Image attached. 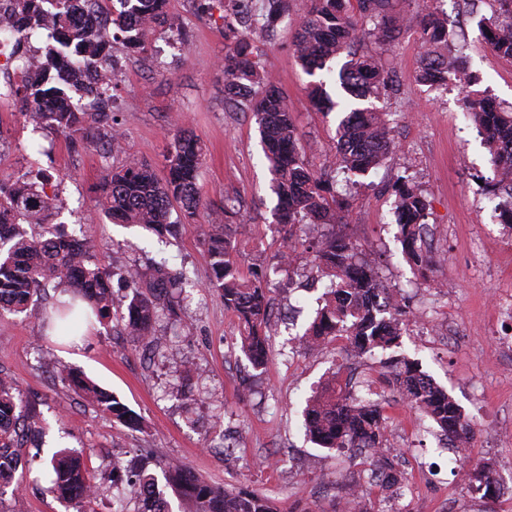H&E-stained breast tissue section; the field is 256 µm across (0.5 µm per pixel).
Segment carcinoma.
<instances>
[{"label": "carcinoma", "instance_id": "1", "mask_svg": "<svg viewBox=\"0 0 512 512\" xmlns=\"http://www.w3.org/2000/svg\"><path fill=\"white\" fill-rule=\"evenodd\" d=\"M17 43L35 34L46 36V46L25 71L16 89L21 115L34 128L49 127L76 145L105 137L115 143L119 136L112 117V84L81 86L78 76L99 66H110L112 52L122 47L142 52L146 36L158 27L172 26L169 0H88L100 14L101 25L81 24L74 18L71 0H12ZM120 8H114V3ZM499 12L483 25L492 50L512 58V0H496ZM390 0H310L299 23L292 49L297 63L312 76L327 63L346 55L338 71L346 94L343 116L337 126L334 161L318 172L299 145V136L288 100L270 80L262 61L263 51L248 33L290 15L289 0H263L260 13L241 11L224 21L234 44L221 60L224 85L232 99L256 117L278 198V223L293 226L308 220L314 224L336 223L348 211L347 198L334 185L356 183L376 168L393 149L389 112L373 104L392 85V74L380 59L364 49L373 40L393 38L401 20L389 15ZM421 65L417 78L428 86L448 85V76L459 79L465 95L463 110L474 120L497 173L494 190L507 198L502 221L512 225V106L503 107L471 89L469 73L453 65L447 22L429 7L420 9ZM81 91L86 102L73 93ZM203 148L193 133L178 129L165 157V173L140 159H130L112 171L97 187L103 211L112 221L138 225L159 236L170 235L182 221L192 220L201 206L197 187ZM51 177L19 176L0 182V310L24 311L38 287L53 281L70 301L59 305L57 334L78 336L98 321L122 327L145 347L154 345L156 323L167 308L173 291L182 288L180 276L162 265L146 270L128 267L119 276L135 289L126 310L112 309V282L90 263L97 248L92 238L76 239L61 224L44 223L56 201L47 193ZM400 241L405 253L420 265L430 258L422 248L428 227V203L420 191L405 183L395 187ZM181 215L171 220L174 204ZM223 219L209 225L206 244L211 258L212 285L224 307L232 311L241 329V351L255 366L265 364L271 344L273 314L271 283L265 277L246 279L235 263L236 244L226 232ZM318 268L331 277L324 305L317 312L302 341L319 345L343 337L354 356L373 355L400 348L404 305L397 296L382 301L387 292L372 265L356 249L336 237L315 246ZM385 379L423 412L447 437L469 440L473 428L460 405L419 364L404 355L382 360ZM61 380L88 402L112 414L129 427H140L139 418L112 394L81 374L60 371ZM365 393L353 396L336 379L327 380L306 401L304 423L315 443L329 451L369 452L379 456L378 471L392 469V459L380 454L386 440L388 416L384 399L375 396L370 384ZM24 395L8 376H0V481L10 484L18 471L16 449L39 428L36 414L24 410ZM53 479L48 491L81 508L100 490L83 457L62 452L51 460ZM376 471V472H378ZM371 472L370 478H375ZM167 486L188 501L193 512H280L277 501L247 487L236 490L215 487L188 472L182 465L167 463ZM474 494L491 500L499 497L500 485L493 465L486 463L470 476ZM137 512H170V503L148 474L137 477Z\"/></svg>", "mask_w": 512, "mask_h": 512}]
</instances>
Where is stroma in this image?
Masks as SVG:
<instances>
[{"label":"stroma","instance_id":"obj_1","mask_svg":"<svg viewBox=\"0 0 512 512\" xmlns=\"http://www.w3.org/2000/svg\"><path fill=\"white\" fill-rule=\"evenodd\" d=\"M456 37L458 55L477 78L478 91L512 103V59L495 54L480 21L490 18L491 0H434ZM309 8L296 0L288 22L257 32L264 65L293 110L300 145L315 165L334 153L337 111L317 108L307 97L310 80L324 82L338 98V62L307 75L291 49L292 34ZM182 19L180 32L160 28L143 52L118 50L113 74L114 118L119 145L104 141L71 147L50 128L27 127L15 100L0 103V180L44 173L57 180L52 224L70 234L94 235L93 262L102 271L154 262L186 281L175 306L178 319L162 317L156 333L163 344L148 352L120 331L97 328L78 341L47 334L41 313L61 297L41 289L27 312L0 314V367L22 389L40 419L43 435L21 450V491L0 490V512H79L48 493L49 461L64 450L83 454L98 482L111 484L112 464L127 473L146 471L163 479L176 461L217 487L245 486L275 498L282 512H339L346 481L365 486L372 503L384 493L368 485L371 454L335 455L305 435L301 410L328 375L358 387L363 379L384 390L394 443L411 439L398 454L407 491L402 512H512V498H476L452 470L451 446L390 388L376 359L354 358L339 338L317 351L299 349L297 338L312 321L330 284L313 254L277 224V197L260 134L247 107L224 88L220 61L229 43L223 23L201 19L191 0H170ZM391 12L407 23L383 44L382 60L394 82L380 107L392 112L394 150L352 189L350 214L334 230L362 257L379 259L378 276L390 292L404 294L408 314L401 354L445 387L474 428L469 466L493 462L502 484L512 486V441L490 440V431L512 424V317L500 303L512 301V227L495 210L496 175L474 124L460 106L456 86L435 90L419 83V7L392 0ZM184 40L186 51H167ZM192 131L205 147L199 174L204 214L158 238L134 226L112 223L95 209V189L112 170L136 157L162 168L175 127ZM403 180L430 203L424 236L431 258L421 271L399 241L392 186ZM234 205L227 231L237 244L245 278L265 272L281 255L292 258L276 277L273 344L265 366L253 367L240 351L236 316L211 284L205 243L207 210ZM83 372L115 395L141 420L131 429L87 406L57 371Z\"/></svg>","mask_w":512,"mask_h":512}]
</instances>
